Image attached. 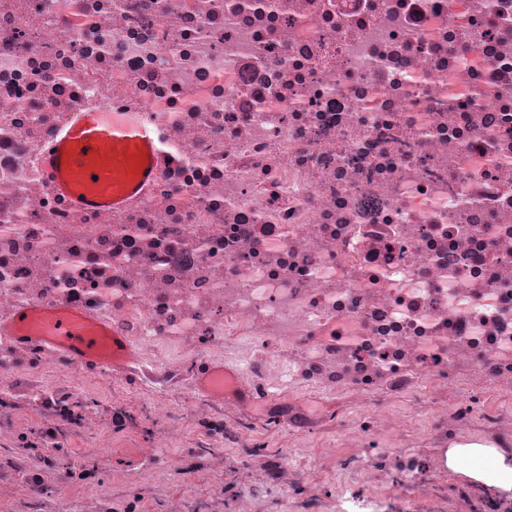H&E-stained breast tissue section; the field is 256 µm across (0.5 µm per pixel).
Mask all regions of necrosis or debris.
<instances>
[{"instance_id": "4bbe7bcc", "label": "necrosis or debris", "mask_w": 512, "mask_h": 512, "mask_svg": "<svg viewBox=\"0 0 512 512\" xmlns=\"http://www.w3.org/2000/svg\"><path fill=\"white\" fill-rule=\"evenodd\" d=\"M101 105L163 159L89 209L42 159ZM20 309L0 512H116L96 462L129 417L139 485L189 470L242 512L324 485L512 512L444 459L512 447V0H0V323ZM72 313L89 356L44 335ZM451 444L448 445V448ZM490 446H483L480 444H465L455 445L453 448H449L446 454V463L448 468L464 472L473 477H478L477 474L470 471L467 466V456L479 448H489Z\"/></svg>"}]
</instances>
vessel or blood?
Listing matches in <instances>:
<instances>
[{
    "instance_id": "vessel-or-blood-1",
    "label": "vessel or blood",
    "mask_w": 512,
    "mask_h": 512,
    "mask_svg": "<svg viewBox=\"0 0 512 512\" xmlns=\"http://www.w3.org/2000/svg\"><path fill=\"white\" fill-rule=\"evenodd\" d=\"M144 150L160 156L152 128L135 113L114 110H88L75 116L64 137L45 153V167L58 176L56 187L70 194L75 183L94 185L105 177L103 165L125 154ZM56 345L71 356L92 353L96 339L78 319L54 320L49 331Z\"/></svg>"
}]
</instances>
